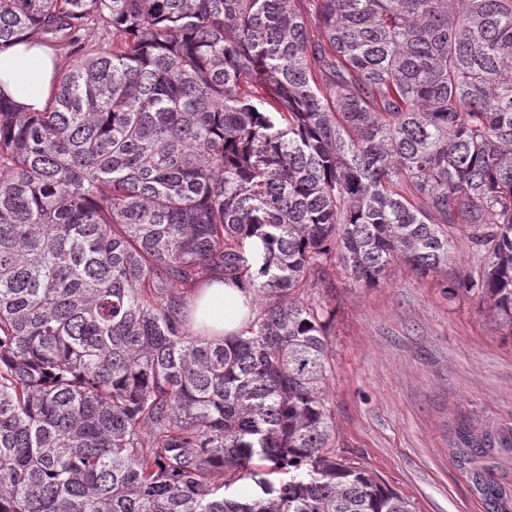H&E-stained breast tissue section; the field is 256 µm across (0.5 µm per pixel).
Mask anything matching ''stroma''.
<instances>
[{
  "label": "stroma",
  "instance_id": "obj_1",
  "mask_svg": "<svg viewBox=\"0 0 512 512\" xmlns=\"http://www.w3.org/2000/svg\"><path fill=\"white\" fill-rule=\"evenodd\" d=\"M446 280L397 262L375 286L336 266L308 289L335 312L331 443L415 512H493L488 486L512 495V451H495L481 485L460 435L512 429V327L482 298L448 295Z\"/></svg>",
  "mask_w": 512,
  "mask_h": 512
}]
</instances>
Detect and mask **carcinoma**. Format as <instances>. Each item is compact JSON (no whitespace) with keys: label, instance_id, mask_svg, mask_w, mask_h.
Returning a JSON list of instances; mask_svg holds the SVG:
<instances>
[{"label":"carcinoma","instance_id":"obj_1","mask_svg":"<svg viewBox=\"0 0 512 512\" xmlns=\"http://www.w3.org/2000/svg\"><path fill=\"white\" fill-rule=\"evenodd\" d=\"M24 37L74 63L39 112L0 93V512H413L331 451L299 294L464 224L448 293L512 325V0H0ZM216 275L267 301L203 338ZM442 230L452 238L455 244L454 255L457 259L455 268H464L466 270L475 261V252L468 237L467 229L460 226L448 227L443 225Z\"/></svg>","mask_w":512,"mask_h":512}]
</instances>
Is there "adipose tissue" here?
<instances>
[{"label": "adipose tissue", "mask_w": 512, "mask_h": 512, "mask_svg": "<svg viewBox=\"0 0 512 512\" xmlns=\"http://www.w3.org/2000/svg\"><path fill=\"white\" fill-rule=\"evenodd\" d=\"M59 59L29 40L0 51V92L31 111L41 110L52 88ZM252 295L242 285L213 278L189 297L192 329L203 337L239 334L252 318Z\"/></svg>", "instance_id": "obj_1"}]
</instances>
